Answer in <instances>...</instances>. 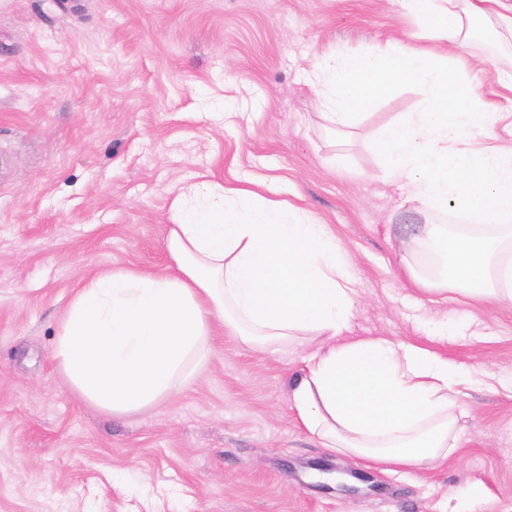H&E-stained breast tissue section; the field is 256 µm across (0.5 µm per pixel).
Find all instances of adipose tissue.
Listing matches in <instances>:
<instances>
[{
    "label": "adipose tissue",
    "instance_id": "1",
    "mask_svg": "<svg viewBox=\"0 0 512 512\" xmlns=\"http://www.w3.org/2000/svg\"><path fill=\"white\" fill-rule=\"evenodd\" d=\"M403 2L419 40L465 42L464 17L486 10L512 29V0ZM166 244L176 275L115 270L71 300L53 354L85 400L125 415L171 394L194 378L219 321L250 347L316 342L292 400L324 447L410 469L456 448L470 374L382 337L342 341L356 284L326 225L249 190L201 182L180 199Z\"/></svg>",
    "mask_w": 512,
    "mask_h": 512
}]
</instances>
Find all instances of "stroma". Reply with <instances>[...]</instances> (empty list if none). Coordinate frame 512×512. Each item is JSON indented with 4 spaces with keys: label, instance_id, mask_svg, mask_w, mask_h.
<instances>
[{
    "label": "stroma",
    "instance_id": "obj_1",
    "mask_svg": "<svg viewBox=\"0 0 512 512\" xmlns=\"http://www.w3.org/2000/svg\"><path fill=\"white\" fill-rule=\"evenodd\" d=\"M450 58L512 114V34L494 17ZM401 0H0V512H512V302L425 291L426 213L384 182L377 129L421 108L388 96L334 130L307 79L339 52L410 42ZM206 181L309 212L357 283L352 335L420 346L472 373L458 448L423 470L323 448L291 390L313 351L215 328L198 379L102 412L53 356L66 307L115 269L167 271L175 202ZM372 476L324 492L312 462Z\"/></svg>",
    "mask_w": 512,
    "mask_h": 512
}]
</instances>
